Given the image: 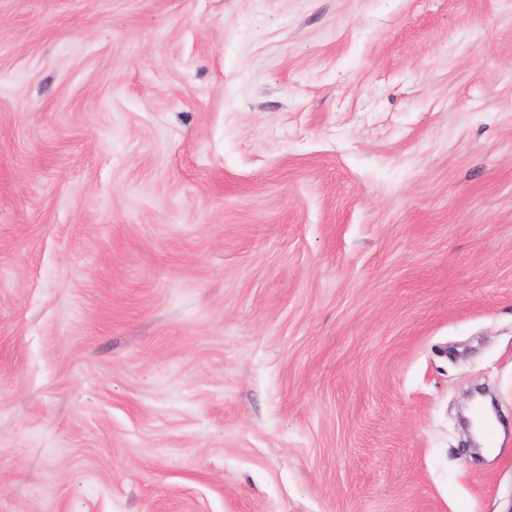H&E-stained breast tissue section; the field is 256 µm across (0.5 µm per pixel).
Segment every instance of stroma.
I'll return each instance as SVG.
<instances>
[{"label": "stroma", "instance_id": "stroma-1", "mask_svg": "<svg viewBox=\"0 0 512 512\" xmlns=\"http://www.w3.org/2000/svg\"><path fill=\"white\" fill-rule=\"evenodd\" d=\"M0 512H512V0H0Z\"/></svg>", "mask_w": 512, "mask_h": 512}]
</instances>
